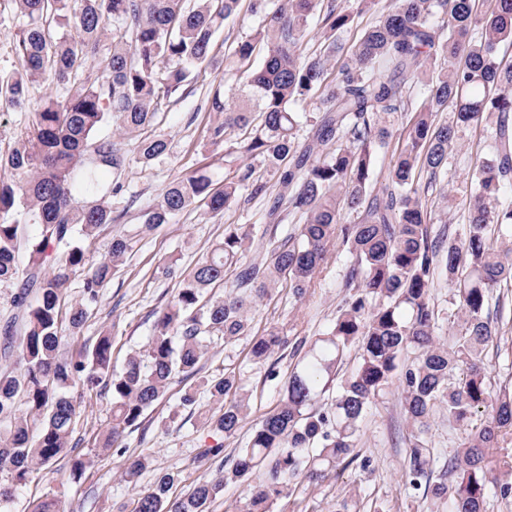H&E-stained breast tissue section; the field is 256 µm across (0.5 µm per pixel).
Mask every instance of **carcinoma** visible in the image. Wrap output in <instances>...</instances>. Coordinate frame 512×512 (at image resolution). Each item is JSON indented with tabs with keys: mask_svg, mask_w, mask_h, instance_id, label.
<instances>
[{
	"mask_svg": "<svg viewBox=\"0 0 512 512\" xmlns=\"http://www.w3.org/2000/svg\"><path fill=\"white\" fill-rule=\"evenodd\" d=\"M26 18L15 43L21 68L0 75V106L31 108L30 88L48 77L63 96L36 105L31 135L0 154V286L21 285L12 297L24 310L23 336L14 343V322L0 326V472L27 480L37 465L72 450L77 417L73 389L105 390L112 397V425L102 443L120 448L126 434L161 398L174 378L183 383L178 407L195 412L204 390L221 405L205 417L216 436L196 456L217 477L185 496L173 495L179 475L163 472L141 491L131 512H207L229 483L246 486L241 512H274L280 499L304 482L317 485L354 462L360 425L369 406L397 392L411 428L406 449L405 490L429 503V512H485L490 490L503 499L512 483V384L495 380L484 351L499 335L489 304L512 281V248L493 237L512 225V207L502 193L512 184V60L499 54L512 46V0H495L480 17L476 0H360L379 17L366 28L340 64L334 37L353 23L336 0H282L272 11L255 0L262 25L237 42L233 56L238 92L207 99L221 117L212 139L229 129L245 131L227 155L257 159L269 179L247 165L212 187L196 171L170 183L159 203L140 215L147 232L161 230L172 215L196 202L213 213L250 202L276 187L269 216H300L273 248L248 241L227 225L224 237L183 279L156 313L147 347L130 355L121 370L112 365V334L97 337L76 360L62 358L61 302L65 286L84 274L80 302L68 325L82 330L100 292L123 265L127 239L112 238L98 263L87 266L97 230L114 222L112 190L102 192L97 174L117 181L131 159L149 164L166 156L169 141L140 132L164 104L216 62L214 38L237 13L239 0H15ZM318 17L325 49L306 54L303 39ZM112 21V47L104 50ZM77 36L51 34L52 24ZM265 45L254 65L256 44ZM100 75L82 78L90 62ZM426 90L407 124L383 182L372 186L381 149L395 137L394 121L405 111L407 83ZM320 101L312 136L299 137L300 115L292 104ZM455 108L449 123L438 112ZM488 121L496 150L476 159L470 175L465 231L432 233L426 193L448 166L462 128ZM109 124L137 139L136 156L124 144L101 136ZM357 221L343 223L344 212ZM34 226L27 257L19 235ZM353 260L345 274L344 305L335 321L296 357L278 406L252 429L232 467L224 468V439L237 435L249 411V396L235 372L216 369L198 380L214 339L251 335L250 314L260 299L287 281L303 298L324 271L331 247ZM251 250L249 259L243 257ZM235 272L233 289L209 296ZM452 287L455 309L448 335L435 334L439 313L431 288L439 274ZM290 344L282 328L252 335L249 356L264 364ZM355 368L339 374L350 350ZM26 413H17V400ZM440 412L464 433L463 440L433 469L428 434ZM152 465L149 454L127 456L122 477L137 483Z\"/></svg>",
	"mask_w": 512,
	"mask_h": 512,
	"instance_id": "cac0c4a2",
	"label": "carcinoma"
}]
</instances>
